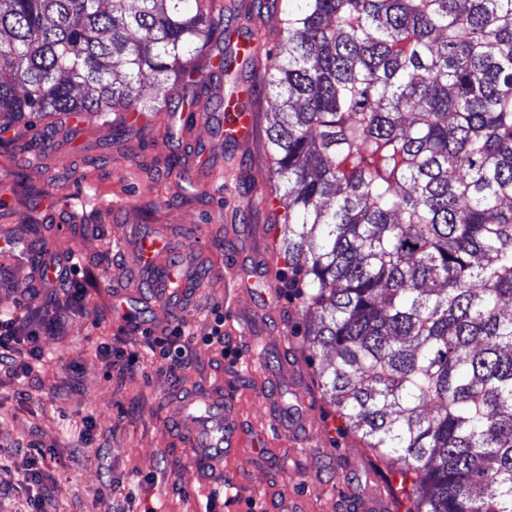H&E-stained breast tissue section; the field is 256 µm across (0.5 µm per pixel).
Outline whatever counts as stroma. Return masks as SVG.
Instances as JSON below:
<instances>
[{
	"mask_svg": "<svg viewBox=\"0 0 512 512\" xmlns=\"http://www.w3.org/2000/svg\"><path fill=\"white\" fill-rule=\"evenodd\" d=\"M227 11L232 41L253 38L274 46L277 17L255 25L254 0H234ZM255 115L250 141H228L206 154L212 139L200 126L184 138L163 134L166 113L140 115L138 134L114 136L113 118L89 121L85 136L60 157L32 170L22 159L45 142L42 123L17 125L0 139V212L14 225L38 228V237L76 252L75 281L86 297L66 335L46 337L51 358L25 377L0 368V495L24 493L20 466L36 450L61 461L42 481L56 512H205L206 498L189 478L188 450L169 423L177 389L218 386L235 400L247 442L224 461L237 494L214 512H269L284 499L306 512H364L374 496L386 512L393 478L353 433L338 434L336 411L322 398L307 348L306 316L287 290L288 264L275 247L278 204L263 201L268 155L265 131L274 104L264 70L224 77ZM202 168L219 164L221 186L188 184L180 168L192 152ZM169 225L175 235L201 237L215 263L241 261L244 269L214 282L185 343L186 365L170 370L150 349L180 318L160 304L136 324L118 323L113 280L125 260L111 251L123 226ZM224 321V344H209L214 318ZM136 354L129 377L109 375L101 344Z\"/></svg>",
	"mask_w": 512,
	"mask_h": 512,
	"instance_id": "35a3bbf8",
	"label": "stroma"
}]
</instances>
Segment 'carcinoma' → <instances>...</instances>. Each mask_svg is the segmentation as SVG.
Here are the masks:
<instances>
[{
    "instance_id": "1",
    "label": "carcinoma",
    "mask_w": 512,
    "mask_h": 512,
    "mask_svg": "<svg viewBox=\"0 0 512 512\" xmlns=\"http://www.w3.org/2000/svg\"><path fill=\"white\" fill-rule=\"evenodd\" d=\"M271 7V192L317 386L414 475L412 512H512V0ZM226 34L218 0H0V127L196 112L258 68Z\"/></svg>"
}]
</instances>
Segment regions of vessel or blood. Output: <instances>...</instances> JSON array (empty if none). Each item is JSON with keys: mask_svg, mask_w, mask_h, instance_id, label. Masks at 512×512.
I'll return each instance as SVG.
<instances>
[{"mask_svg": "<svg viewBox=\"0 0 512 512\" xmlns=\"http://www.w3.org/2000/svg\"><path fill=\"white\" fill-rule=\"evenodd\" d=\"M117 254L126 256L128 268L142 280L146 294L118 289L121 298L163 302L184 317L197 315L209 285L220 276L208 249L201 243L183 247L176 243L171 228L154 225L143 231L127 226L114 241ZM75 266L73 257L49 244L35 243L11 232L0 237V281L8 285L20 303L42 299L47 289L63 284ZM174 426L185 439L190 453L189 468L194 479L204 471L220 472L224 459L243 444L242 425L224 400L223 393L195 390L173 397Z\"/></svg>", "mask_w": 512, "mask_h": 512, "instance_id": "b4317fda", "label": "vessel or blood"}]
</instances>
